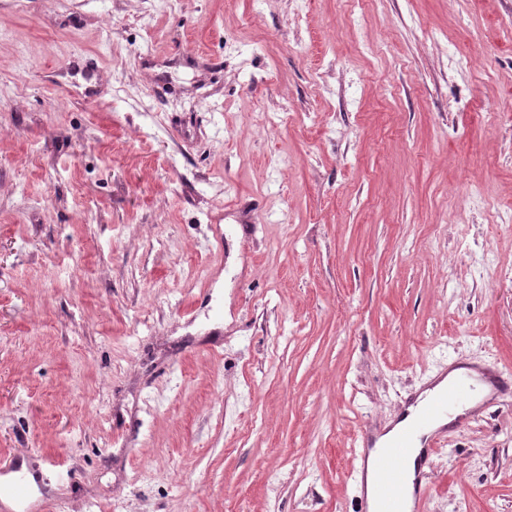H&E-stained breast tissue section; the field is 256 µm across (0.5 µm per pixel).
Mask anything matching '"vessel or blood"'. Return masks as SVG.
<instances>
[{"label":"vessel or blood","instance_id":"1","mask_svg":"<svg viewBox=\"0 0 512 512\" xmlns=\"http://www.w3.org/2000/svg\"><path fill=\"white\" fill-rule=\"evenodd\" d=\"M435 392L425 398L418 420L396 435L382 452H375L369 426H362L354 450L357 462L350 479L371 481L370 493L360 494L358 512H427L432 487L425 479L434 470L439 448L448 430L435 427L437 419L466 407L480 394L491 399L512 397V371L487 362L476 372L449 378L447 369L430 376Z\"/></svg>","mask_w":512,"mask_h":512}]
</instances>
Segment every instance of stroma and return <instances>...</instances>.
I'll list each match as a JSON object with an SVG mask.
<instances>
[{
	"mask_svg": "<svg viewBox=\"0 0 512 512\" xmlns=\"http://www.w3.org/2000/svg\"><path fill=\"white\" fill-rule=\"evenodd\" d=\"M509 208L512 0H0L18 512H356L365 422L512 368ZM429 482L512 512V402Z\"/></svg>",
	"mask_w": 512,
	"mask_h": 512,
	"instance_id": "35a3bbf8",
	"label": "stroma"
}]
</instances>
